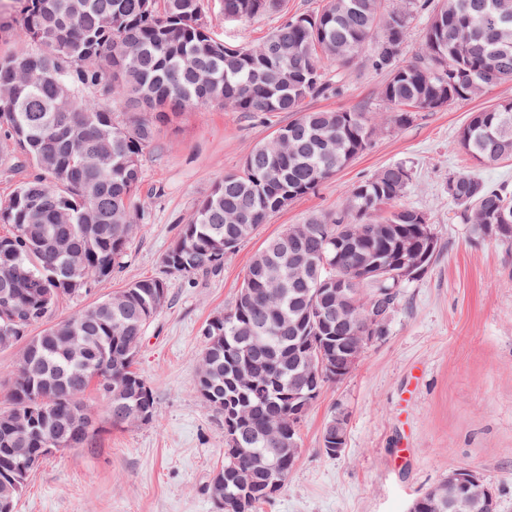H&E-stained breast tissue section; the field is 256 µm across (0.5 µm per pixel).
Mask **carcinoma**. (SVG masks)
I'll use <instances>...</instances> for the list:
<instances>
[{
  "label": "carcinoma",
  "mask_w": 512,
  "mask_h": 512,
  "mask_svg": "<svg viewBox=\"0 0 512 512\" xmlns=\"http://www.w3.org/2000/svg\"><path fill=\"white\" fill-rule=\"evenodd\" d=\"M19 14L0 16L24 48L0 55V132L33 172L0 201V336L20 347L11 373L10 407L0 413V498L15 512L19 499L6 484L7 449L16 437L32 448L37 471L43 448H87L94 428L69 420L91 387L101 393L112 425L152 409L153 391L133 369L144 328L158 312L162 278L139 279L122 290V303L100 300L70 317L49 322L64 299H78L112 277L140 231L137 197L144 181L143 151L160 127L193 105L219 104L234 112L293 116L275 136L255 146L237 172L224 175L179 225L163 263L190 278L224 268L242 241L269 216L313 192L364 152L376 124L364 107L309 111L305 103L341 93L342 71L366 60L386 74L381 96L387 122L409 124L419 112L470 101L512 83V0H404L386 13L381 0H327L316 14H294L258 46L219 40L203 0H18ZM280 0H223L224 14L241 21L276 11ZM428 13L421 48L397 63L410 24ZM68 86L81 107L71 117L58 98ZM112 141V161H99V145ZM454 146L479 164L512 160V101L470 113ZM413 179L411 167L386 166L346 192L342 209L312 216L306 235L291 242L293 228L266 241L248 266L234 304L204 324L194 389L237 424L248 438L238 453L224 442V494L243 498L238 512H258L281 491L300 448L267 440L265 428L300 423L316 399H306L303 356L324 351L338 358L349 347L347 324L323 328L312 309L321 289L341 284L350 316L368 318L379 308L391 317L403 288L419 280H395L358 269L396 257L419 237L424 213L399 204ZM448 201L463 224L483 237L497 215L512 221V189L491 185L463 170L448 177ZM54 213L73 216L67 226L75 266L56 253L32 221ZM301 253L308 274L295 277ZM48 323L31 339L29 329ZM256 342L248 381L232 378L238 350ZM278 485L261 481L262 469ZM416 512H450L448 500L426 492Z\"/></svg>",
  "instance_id": "cac0c4a2"
}]
</instances>
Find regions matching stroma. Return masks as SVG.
I'll return each mask as SVG.
<instances>
[{"label":"stroma","mask_w":512,"mask_h":512,"mask_svg":"<svg viewBox=\"0 0 512 512\" xmlns=\"http://www.w3.org/2000/svg\"><path fill=\"white\" fill-rule=\"evenodd\" d=\"M204 3L218 37L254 46L288 16L321 11L325 0H284L280 11L234 25L225 24L220 0ZM384 81V74L355 64L345 71L341 94L307 102L310 110L367 107L377 122L370 146L314 192L272 214L215 273L188 279L168 272L163 257L195 205L286 125L288 113L193 108L144 150L145 218L123 267L92 295L60 303L52 317L66 318L132 281L165 279L169 299L146 326L135 363L156 397L158 420L114 427L100 395L89 391L93 446L48 457L16 512H217L206 487L224 458V419L194 390L203 325L233 304L266 240L336 212L352 186L397 162L416 171L403 204L427 216L443 252L402 290L387 336L306 414L297 463L260 512H408L414 499L459 468L492 488L498 512H512V249L456 223L445 191L449 175L462 169L493 185H512V161L480 166L453 145L470 112L512 99V83L394 129L380 95ZM340 412L349 418L346 445L330 457L322 433Z\"/></svg>","instance_id":"35a3bbf8"}]
</instances>
